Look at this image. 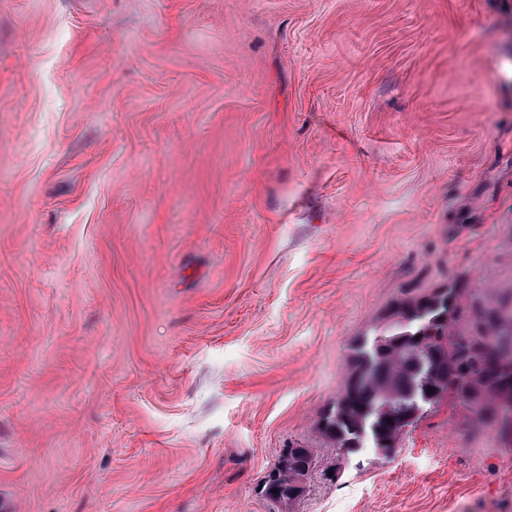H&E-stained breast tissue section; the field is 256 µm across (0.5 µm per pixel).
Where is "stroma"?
Here are the masks:
<instances>
[{"mask_svg": "<svg viewBox=\"0 0 512 512\" xmlns=\"http://www.w3.org/2000/svg\"><path fill=\"white\" fill-rule=\"evenodd\" d=\"M460 275L512 301V0H0L9 512H512L455 399L387 460L321 431ZM313 457L308 448H290L280 458L279 464L269 472L263 486L267 499L275 504L288 505L305 490V480L312 466ZM277 488L278 493L272 489Z\"/></svg>", "mask_w": 512, "mask_h": 512, "instance_id": "35a3bbf8", "label": "stroma"}]
</instances>
